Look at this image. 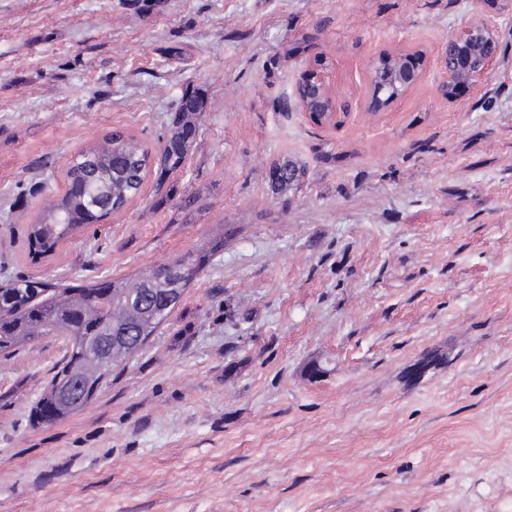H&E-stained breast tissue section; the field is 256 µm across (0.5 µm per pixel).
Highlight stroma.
<instances>
[{"label": "stroma", "instance_id": "1", "mask_svg": "<svg viewBox=\"0 0 512 512\" xmlns=\"http://www.w3.org/2000/svg\"><path fill=\"white\" fill-rule=\"evenodd\" d=\"M479 19L498 61L448 99ZM385 52L421 76L380 106ZM319 56L329 122L298 101ZM188 94L183 163L31 257L79 152L159 151ZM205 250L74 415L32 418L63 337L0 356V512H512V0H0V283ZM480 31V34L477 32ZM480 35L484 41L480 40ZM476 40L481 45L477 48L476 54L471 56L470 66L466 70H461L458 59L454 56L453 49L462 44ZM497 39L495 27L486 20H478L467 25L458 34L448 38V49L450 50V61L448 63V53L445 55V78L441 84V91L448 98L456 97L461 87L472 86L486 79L492 72L497 58Z\"/></svg>", "mask_w": 512, "mask_h": 512}]
</instances>
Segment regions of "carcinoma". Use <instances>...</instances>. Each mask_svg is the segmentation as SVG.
<instances>
[{
  "label": "carcinoma",
  "mask_w": 512,
  "mask_h": 512,
  "mask_svg": "<svg viewBox=\"0 0 512 512\" xmlns=\"http://www.w3.org/2000/svg\"><path fill=\"white\" fill-rule=\"evenodd\" d=\"M401 66V59L382 60L375 68V89L388 99L405 90L394 76L395 69ZM201 111L202 107L194 97H183L173 132L165 147L156 154L120 131L112 132L107 148L82 151L67 171L68 191L52 211L29 226V254L37 257L51 253L74 231L105 217L104 208L121 209L140 190L150 172L159 173L158 181H163L167 173L181 164L189 147L191 117ZM204 262L203 254L181 256L155 268L152 279L164 282L174 276L185 289L201 271ZM139 282L138 277L76 287L44 282L36 296L30 292L29 280L5 285L4 295L12 297V301L4 302V308H0V353H11L23 344L47 335L48 324L61 322L65 325L67 353L51 383L88 372L95 355L86 351L85 341L92 335L95 324L113 320L118 329L129 336L149 337L166 321L164 317L150 315L128 316L127 303L132 295L155 310L168 305L166 289L132 288ZM69 415V410H52V387H47L40 400L39 419L45 421L53 416L61 420Z\"/></svg>",
  "instance_id": "carcinoma-1"
}]
</instances>
